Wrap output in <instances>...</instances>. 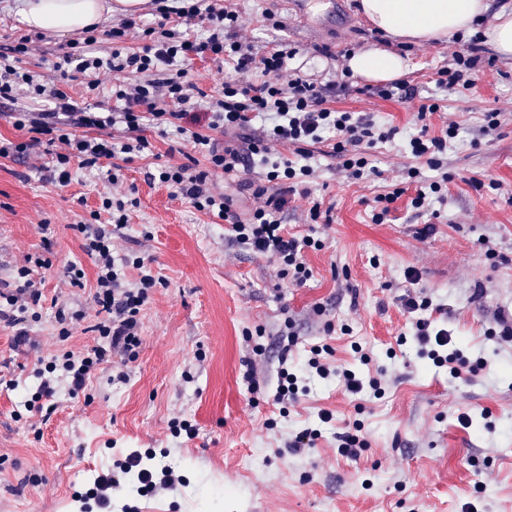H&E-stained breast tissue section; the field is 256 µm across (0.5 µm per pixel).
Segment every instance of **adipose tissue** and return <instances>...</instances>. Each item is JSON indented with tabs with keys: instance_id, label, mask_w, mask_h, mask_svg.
Masks as SVG:
<instances>
[{
	"instance_id": "ef3b65f1",
	"label": "adipose tissue",
	"mask_w": 512,
	"mask_h": 512,
	"mask_svg": "<svg viewBox=\"0 0 512 512\" xmlns=\"http://www.w3.org/2000/svg\"><path fill=\"white\" fill-rule=\"evenodd\" d=\"M147 0H22V25L64 37L114 17L136 14ZM492 0H359L358 11L383 35L388 47L369 46L352 53L346 66L365 82H388L407 70L401 44L428 45L482 34L502 58H512V0L492 9Z\"/></svg>"
}]
</instances>
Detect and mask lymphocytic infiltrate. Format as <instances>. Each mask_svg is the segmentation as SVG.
<instances>
[{
	"label": "lymphocytic infiltrate",
	"instance_id": "lymphocytic-infiltrate-1",
	"mask_svg": "<svg viewBox=\"0 0 512 512\" xmlns=\"http://www.w3.org/2000/svg\"><path fill=\"white\" fill-rule=\"evenodd\" d=\"M159 14L160 21L146 27L134 17L113 24L108 32L112 44L108 56L96 54L98 38L90 30L81 52H59L52 63L53 69L64 76L73 69L87 74V87L92 91L99 87L97 76L101 70L131 74V82L112 87V98L119 102V109L82 107L62 89L35 82L31 72L20 65L21 56L29 50L25 37L0 53V99L14 100L22 90L29 98L47 102V109L29 116L28 121L32 132L61 143L62 149L55 152L52 162L63 184L70 182L71 166L76 163L84 168H105L108 182L120 185L124 163L152 150L145 128H175L204 157L205 168L162 163L148 173V180L172 189L197 211L221 219L229 226L232 243L275 258L296 283H304L311 271L303 252L315 247L316 242L285 234L277 215L287 204L289 194L315 174L309 145L322 142L325 135H334L333 152L342 157V167L349 176L359 179L367 172L366 149L393 140L396 128L377 127L374 119L362 112L325 107L321 88L299 76L287 78L294 49L277 43L255 52L252 45L238 39L239 14L229 6L184 11L164 5ZM181 14L200 23L205 37L181 30L177 20ZM137 27L145 42L131 51L124 41L128 31ZM197 58L231 65L237 74L235 80L225 82L218 96L201 112L189 107L194 87L185 71L186 64ZM258 119L267 122L268 127L262 136H250L248 130ZM107 128L111 129V136L86 135L87 130ZM456 135L457 128L452 124L437 136L430 135L428 126H421L409 141L411 152L437 172L448 140ZM274 144L294 147L295 159H270ZM256 163L265 168L267 183L275 184L276 189L269 193L264 187L258 188L264 204L243 216L237 212L233 197L213 192L211 179L217 172L229 173ZM138 204V199L129 194H106L101 198V209L108 214V223L78 225L82 249L94 259L97 268L94 303L99 319L93 330L100 344L85 351H64L60 361L49 362L46 378L27 402L29 411H42L44 401L54 396L51 373L62 371L75 394L110 362L113 353L132 358L141 346L139 314L157 280L145 274L143 257L128 256L120 269L112 255L115 230L127 224L130 212ZM49 266V259L26 255L12 281L0 284V323L14 329L16 346L29 344L28 325L39 317L37 309L43 292L34 271ZM128 266L140 272L133 287L125 283L124 269ZM429 307L425 298L409 295L404 299L405 310L417 316L413 333L417 352L435 366L449 367L451 376H458L457 365L464 356L460 350L450 349L447 329L435 328L431 319L425 318Z\"/></svg>",
	"mask_w": 512,
	"mask_h": 512
}]
</instances>
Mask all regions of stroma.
<instances>
[{
    "label": "stroma",
    "instance_id": "stroma-1",
    "mask_svg": "<svg viewBox=\"0 0 512 512\" xmlns=\"http://www.w3.org/2000/svg\"><path fill=\"white\" fill-rule=\"evenodd\" d=\"M230 2L243 40L259 51L287 42L297 51L291 68L321 87L330 107L373 115L398 133L371 149L374 172L361 180L325 145L312 146L317 171L308 192L289 196L279 215L289 234L322 242L306 251L312 275L298 285L277 260L230 245L223 224L147 181L155 160L183 163L191 153L180 136L147 129L155 155L126 166L122 189L139 205L115 232L114 254L143 256L164 283L140 315L136 356L113 358L75 395L58 381L45 421L25 407L37 370L63 350L98 343L90 330L96 269L74 227L91 223L112 186L105 170L78 168L59 185L43 143L23 158H0V281L11 279L25 255L52 262L41 273V317L29 325L33 346L15 348L13 330L0 327V372L15 381L0 388V512H95L82 497L87 487L118 459L149 448L167 451L182 483L142 497L133 476H120L114 512H462L468 502L478 512H512V341L500 337L512 326V60L484 44L470 51L464 40L411 45L403 79L414 95L383 99L375 84L342 82L349 53L377 39L358 0H341L319 27L302 24L287 0ZM80 39L32 40L27 65L74 101L111 105L121 74H103L92 94L81 74L61 78L47 62ZM459 52L476 56L465 74L472 87L449 92L436 73ZM236 77L224 64L194 60V103L207 104ZM434 103L438 111L419 119ZM492 110L500 124L489 130L484 115ZM424 123L433 135L451 123L459 130L442 155L444 198L419 213L405 182L415 163L409 137ZM396 185L405 194L386 223H373L374 197ZM315 206L321 216L314 222ZM427 224L435 230L425 237ZM73 264L85 272L83 287L69 284ZM409 294L430 299L435 323L485 367L455 379L420 358L413 343H401L413 322L403 307ZM60 305L86 313L64 341L55 319ZM288 330L295 343L285 355ZM257 343L264 354L254 353ZM314 345L330 347L332 365L380 378L385 395L351 396L338 379L310 378L279 410L280 356L301 365ZM364 353L369 363L361 362ZM249 367L251 386L243 379ZM119 370L126 382L113 380ZM323 410L336 427L361 423L358 457L340 456L329 430L301 453L289 449V439ZM463 412L473 418L466 428L457 421ZM176 418L197 423V436L173 434Z\"/></svg>",
    "mask_w": 512,
    "mask_h": 512
}]
</instances>
